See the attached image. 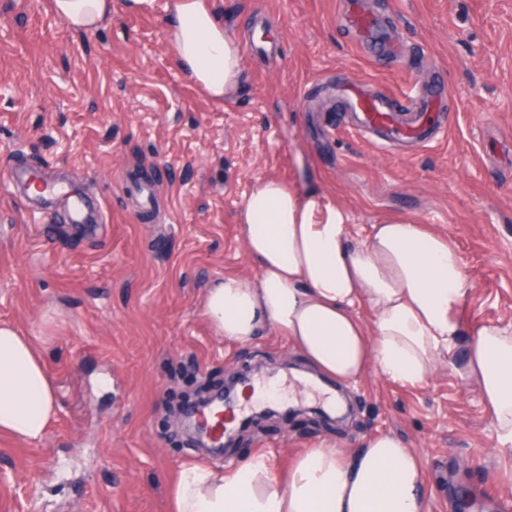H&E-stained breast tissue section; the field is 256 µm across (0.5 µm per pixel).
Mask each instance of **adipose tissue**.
<instances>
[{"label": "adipose tissue", "instance_id": "1", "mask_svg": "<svg viewBox=\"0 0 512 512\" xmlns=\"http://www.w3.org/2000/svg\"><path fill=\"white\" fill-rule=\"evenodd\" d=\"M75 33L96 28L112 0H51ZM164 28L175 63L211 99L236 86L243 47L208 0H169ZM259 268L258 284L225 276L207 289L202 316L216 334L247 341L266 325L286 336L319 375L346 384L368 371L402 383L426 380L454 358L459 310L471 290L448 238L387 218L351 244L347 214L327 195H299L259 179L237 216ZM373 310L372 326L356 312ZM475 380L502 449L512 450V324L481 323L459 358ZM58 416L57 389L31 337L0 323V436L35 444ZM169 512H424L419 457L393 433L364 439L348 458L305 449L287 472L263 454L229 469L182 466L167 489Z\"/></svg>", "mask_w": 512, "mask_h": 512}]
</instances>
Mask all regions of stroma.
Segmentation results:
<instances>
[{
  "label": "stroma",
  "mask_w": 512,
  "mask_h": 512,
  "mask_svg": "<svg viewBox=\"0 0 512 512\" xmlns=\"http://www.w3.org/2000/svg\"><path fill=\"white\" fill-rule=\"evenodd\" d=\"M346 0H211L225 29L273 57L244 53L218 102L171 60L168 0H112L73 34L49 0H0V322L34 337L61 410L35 445L0 440V512H168L188 463L236 466L266 454L286 468L321 444L345 456L381 432L421 459L424 512H499L512 452L499 449L477 385L438 361L422 384L376 372L329 395L270 327L248 342L201 315L224 274L257 282L237 214L257 181L318 191L347 212L353 239L386 217L448 237L473 281L463 342L512 323V0H359L397 57L365 51ZM456 108L432 143L380 145L354 130L338 96L354 84L405 96L437 80ZM72 184L99 201L97 224H67L11 188L13 170ZM154 185L151 210L130 185ZM264 392L252 426L204 452L189 401L228 379Z\"/></svg>",
  "instance_id": "35a3bbf8"
}]
</instances>
